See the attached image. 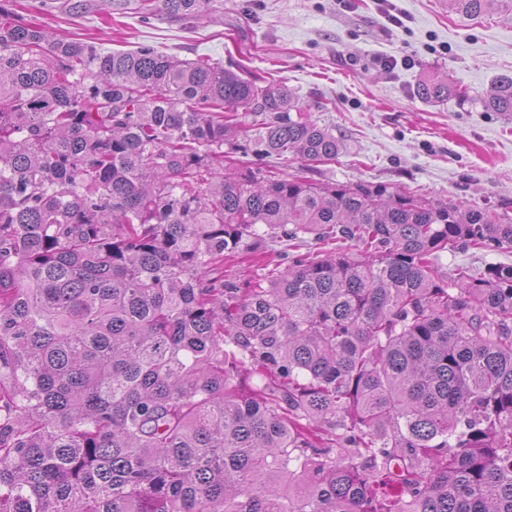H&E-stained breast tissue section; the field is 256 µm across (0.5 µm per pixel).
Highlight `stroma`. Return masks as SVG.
I'll use <instances>...</instances> for the list:
<instances>
[{"label":"stroma","mask_w":512,"mask_h":512,"mask_svg":"<svg viewBox=\"0 0 512 512\" xmlns=\"http://www.w3.org/2000/svg\"><path fill=\"white\" fill-rule=\"evenodd\" d=\"M403 26L389 23L380 0H214L190 21L158 11L144 21L129 14L101 27L97 18L46 14L39 0H18L23 16L61 35L96 32L107 49L150 43L183 59L238 64L268 81L286 83L300 106L332 131L342 150L316 164L291 156L224 153L227 172L249 167L316 182L382 184L421 201L452 202L512 222V115L481 101L512 76V12L478 18L457 14L449 0H391ZM449 80L467 99H421L419 82ZM282 247L224 261L228 279L255 278L279 263ZM438 264L482 272L512 265V249L464 248Z\"/></svg>","instance_id":"stroma-1"}]
</instances>
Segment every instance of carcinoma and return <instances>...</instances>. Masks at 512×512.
Masks as SVG:
<instances>
[{"mask_svg":"<svg viewBox=\"0 0 512 512\" xmlns=\"http://www.w3.org/2000/svg\"><path fill=\"white\" fill-rule=\"evenodd\" d=\"M105 2L187 20L213 0ZM14 3L0 0V512H512V266L447 277L436 262L512 248V224L384 185L226 175V143L322 163L340 144L285 83L60 37ZM482 106L511 115L512 77ZM241 108L261 117L250 135ZM305 234L356 251L224 278V255Z\"/></svg>","mask_w":512,"mask_h":512,"instance_id":"cac0c4a2","label":"carcinoma"}]
</instances>
